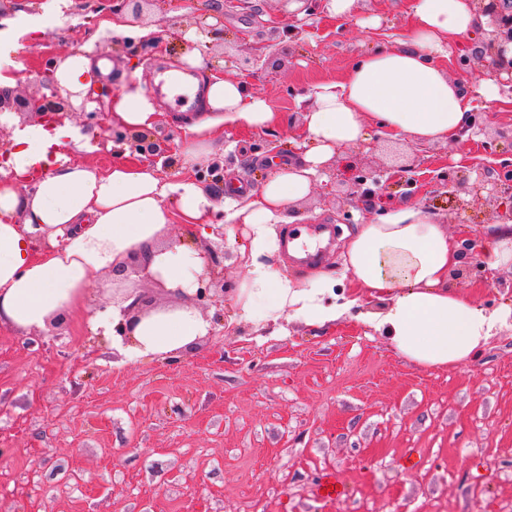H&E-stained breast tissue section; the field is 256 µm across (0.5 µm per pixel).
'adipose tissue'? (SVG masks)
Returning <instances> with one entry per match:
<instances>
[{
	"instance_id": "adipose-tissue-1",
	"label": "adipose tissue",
	"mask_w": 512,
	"mask_h": 512,
	"mask_svg": "<svg viewBox=\"0 0 512 512\" xmlns=\"http://www.w3.org/2000/svg\"><path fill=\"white\" fill-rule=\"evenodd\" d=\"M411 32L400 47L360 57L339 81L314 87L305 109L311 141L301 161L287 164L241 199L224 203L225 220L247 228L249 270L235 296V318L265 326L284 314L325 327L351 307L339 279L317 273L303 281L282 276L265 262L277 249L275 225L293 222V202L311 192L312 177L338 148L360 143L368 124L421 142L458 140L469 123L471 102L441 61L451 40L485 26L475 0H409ZM107 60L83 50L54 71L65 90L83 94ZM205 113L184 120L182 168L202 165L219 124L264 128L276 115L243 83L212 75ZM112 120L135 131L152 130L159 110L141 85L127 83L112 100ZM0 163V324L26 333L48 329L84 304L103 274L137 260L176 301L130 316L131 299L113 303L95 328L110 333L127 360H176L213 323L190 301L204 270L191 242L166 243L174 217L201 228L213 196L196 180H163L154 168L117 162L108 170L70 161L62 142L90 152L93 139L76 126L16 123ZM344 273L376 293L378 311L363 317L399 356L423 367L470 363L497 330L512 319V304L490 311L448 286L460 266L459 244L439 219L418 204L383 211L350 234L341 255Z\"/></svg>"
}]
</instances>
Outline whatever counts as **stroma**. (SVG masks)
<instances>
[{
	"mask_svg": "<svg viewBox=\"0 0 512 512\" xmlns=\"http://www.w3.org/2000/svg\"><path fill=\"white\" fill-rule=\"evenodd\" d=\"M381 17L379 26L369 18ZM121 19L128 36L102 31ZM52 33L19 40L1 63L21 71L11 94H42L58 60L82 47L110 58L114 72L94 83L86 107L66 123L95 133L92 153L73 162L108 170L141 161L113 138V97L139 82L160 107L151 137L163 141L150 163L162 179L201 178L216 209L199 250L224 276V298L202 306L216 328L177 362H130L91 319L112 304L92 288L84 310L49 331L26 334L0 325V512H512V326L504 325L473 362L426 368L372 336L361 316L380 306L342 274L341 242L317 266L278 250L267 261L304 279L311 269L340 278L354 305L336 325L317 328L286 319L280 331L229 323L234 290L248 274L243 227L224 220V182L256 189L277 160L306 151L298 102L322 82L343 78L368 51L393 47L411 27L406 0H358L351 17L285 12L281 0H171L144 4L141 14L118 0H73L54 17ZM475 33L453 45L443 65L462 83L477 133L458 143L420 144L373 132L338 149L310 195L289 210L301 224L355 230L385 207L414 202L439 215L458 241L483 240L500 223L503 201L468 196L430 183L431 172L474 183L475 169L512 163V90L485 104L479 93L492 73ZM199 52L208 72L239 80L277 115L263 128L216 131L218 143L201 171H183L182 111L155 89L158 75ZM256 61L242 69L244 58ZM417 165L414 189L398 182L377 198L356 193L358 171L394 162ZM458 294L495 310L512 302V269L451 271ZM338 486L323 496L326 483Z\"/></svg>",
	"mask_w": 512,
	"mask_h": 512,
	"instance_id": "35a3bbf8",
	"label": "stroma"
}]
</instances>
